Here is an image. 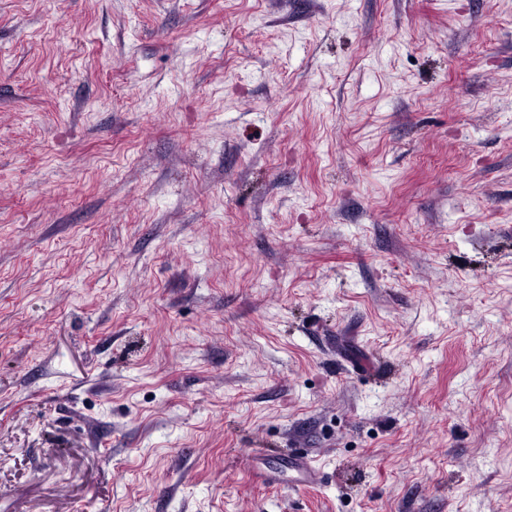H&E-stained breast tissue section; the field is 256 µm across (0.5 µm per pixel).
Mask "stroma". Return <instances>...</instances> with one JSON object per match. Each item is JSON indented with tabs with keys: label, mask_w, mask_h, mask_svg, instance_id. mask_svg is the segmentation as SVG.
<instances>
[{
	"label": "stroma",
	"mask_w": 512,
	"mask_h": 512,
	"mask_svg": "<svg viewBox=\"0 0 512 512\" xmlns=\"http://www.w3.org/2000/svg\"><path fill=\"white\" fill-rule=\"evenodd\" d=\"M0 512H512V0H0Z\"/></svg>",
	"instance_id": "35a3bbf8"
}]
</instances>
